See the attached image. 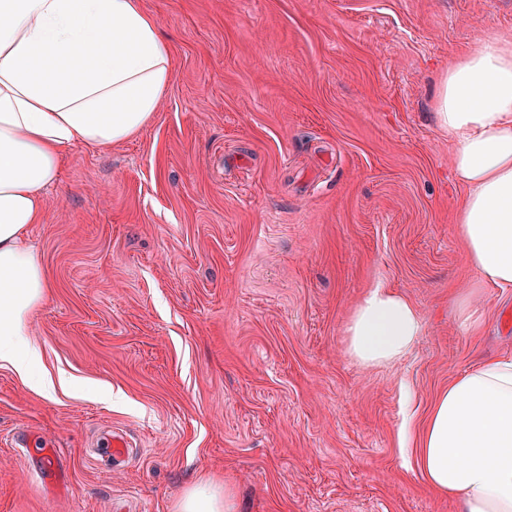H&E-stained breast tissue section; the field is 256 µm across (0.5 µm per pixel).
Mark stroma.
Returning a JSON list of instances; mask_svg holds the SVG:
<instances>
[{"label": "stroma", "mask_w": 512, "mask_h": 512, "mask_svg": "<svg viewBox=\"0 0 512 512\" xmlns=\"http://www.w3.org/2000/svg\"><path fill=\"white\" fill-rule=\"evenodd\" d=\"M140 2L172 80L134 138L70 151L30 228L35 371L70 384L0 367V512H176L203 474L237 512H459L421 430L449 381L512 356V289L474 285L434 99L449 62L512 35V0ZM377 283L423 333L365 368L343 327ZM109 428L130 448L106 472Z\"/></svg>", "instance_id": "stroma-1"}]
</instances>
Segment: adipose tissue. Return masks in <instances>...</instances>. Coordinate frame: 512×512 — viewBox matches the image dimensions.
I'll list each match as a JSON object with an SVG mask.
<instances>
[{
	"label": "adipose tissue",
	"instance_id": "obj_1",
	"mask_svg": "<svg viewBox=\"0 0 512 512\" xmlns=\"http://www.w3.org/2000/svg\"><path fill=\"white\" fill-rule=\"evenodd\" d=\"M172 57L139 0H0V366L36 389L32 309L49 283L27 238L44 193L73 146L107 147L153 118ZM451 165L467 194L456 231L479 284L512 288V37L494 35L456 58L435 99ZM423 323L378 284L350 314L347 352L365 367L405 356ZM420 467L461 512H512V357L451 381L423 432ZM178 512H236L231 488L201 480Z\"/></svg>",
	"mask_w": 512,
	"mask_h": 512
}]
</instances>
